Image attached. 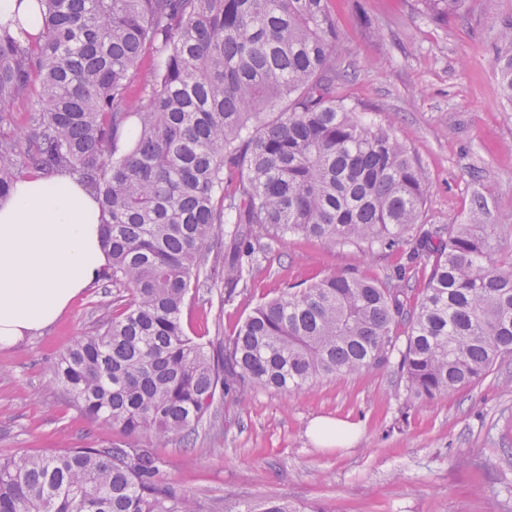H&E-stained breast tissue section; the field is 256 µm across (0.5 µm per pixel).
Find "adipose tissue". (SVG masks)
Listing matches in <instances>:
<instances>
[{"label": "adipose tissue", "mask_w": 512, "mask_h": 512, "mask_svg": "<svg viewBox=\"0 0 512 512\" xmlns=\"http://www.w3.org/2000/svg\"><path fill=\"white\" fill-rule=\"evenodd\" d=\"M0 24L37 36V0H0ZM99 201L68 172L32 176L0 201V349L54 324L108 263Z\"/></svg>", "instance_id": "adipose-tissue-1"}]
</instances>
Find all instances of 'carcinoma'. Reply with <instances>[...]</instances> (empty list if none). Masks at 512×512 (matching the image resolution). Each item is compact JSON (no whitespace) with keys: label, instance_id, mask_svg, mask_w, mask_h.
<instances>
[{"label":"carcinoma","instance_id":"1","mask_svg":"<svg viewBox=\"0 0 512 512\" xmlns=\"http://www.w3.org/2000/svg\"><path fill=\"white\" fill-rule=\"evenodd\" d=\"M330 0H39L41 36L0 26V108L33 97L20 140L0 141V200L19 171H66L100 198L117 297L54 363L93 421L131 438L54 456H0V512H201L169 487L157 449L190 444L215 395L290 394L395 363L405 402L479 382L512 355V261L482 198L473 223L420 226L426 174L390 126L338 94ZM449 16L465 0H424ZM164 57L140 73L143 52ZM512 101V50L495 58ZM147 99L135 110L133 84ZM135 138H118L130 120ZM306 236L392 252L384 278L330 273L258 305L224 353L187 336L181 313L214 245L224 298L266 240ZM429 268L411 309L407 270ZM242 512H301L267 497Z\"/></svg>","mask_w":512,"mask_h":512}]
</instances>
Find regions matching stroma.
Returning a JSON list of instances; mask_svg holds the SVG:
<instances>
[{
    "label": "stroma",
    "mask_w": 512,
    "mask_h": 512,
    "mask_svg": "<svg viewBox=\"0 0 512 512\" xmlns=\"http://www.w3.org/2000/svg\"><path fill=\"white\" fill-rule=\"evenodd\" d=\"M339 54L352 78L342 92L365 120L390 123L427 174L429 226L467 223L483 197L501 259L512 257V108L494 65L496 32L512 0H466L446 20L422 0H331ZM358 247L307 237L273 242L247 285L191 290L182 325L223 346L264 301L326 274L382 277L398 263ZM118 290L99 280L50 328L0 349V455L106 448L119 429L90 421L53 379L52 366L92 330ZM393 368L324 379L289 395L258 390L246 402L215 397L191 445L161 449L167 477L203 512L278 496L301 512H512V356L479 383L405 406ZM344 418L358 438L323 448L307 434L317 417Z\"/></svg>",
    "instance_id": "1"
}]
</instances>
